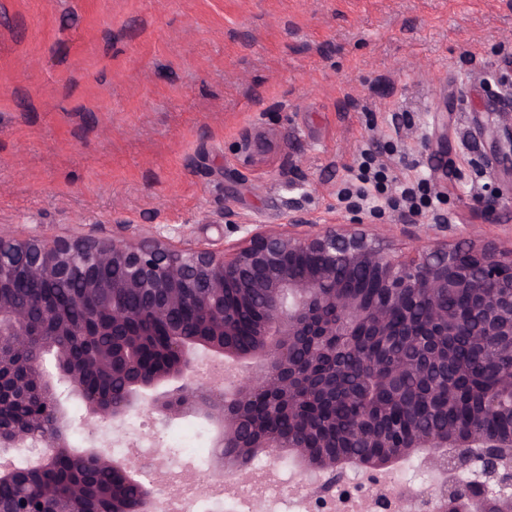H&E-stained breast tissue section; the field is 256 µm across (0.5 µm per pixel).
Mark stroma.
I'll list each match as a JSON object with an SVG mask.
<instances>
[{
  "label": "stroma",
  "mask_w": 512,
  "mask_h": 512,
  "mask_svg": "<svg viewBox=\"0 0 512 512\" xmlns=\"http://www.w3.org/2000/svg\"><path fill=\"white\" fill-rule=\"evenodd\" d=\"M509 57L512 0H0V232L108 236L118 212L220 243L292 205L342 218L367 152L422 184L449 242L510 249L479 130ZM248 131L271 135L255 163ZM126 432L192 473L215 459L200 419Z\"/></svg>",
  "instance_id": "stroma-1"
}]
</instances>
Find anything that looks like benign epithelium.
<instances>
[{
    "instance_id": "obj_1",
    "label": "benign epithelium",
    "mask_w": 512,
    "mask_h": 512,
    "mask_svg": "<svg viewBox=\"0 0 512 512\" xmlns=\"http://www.w3.org/2000/svg\"><path fill=\"white\" fill-rule=\"evenodd\" d=\"M496 104L500 119L482 130L497 155L491 173L495 182L512 185V64L496 74ZM129 221L112 214V237L91 234L11 236L0 233V448H20L34 466L44 467L58 456L72 454L67 403L80 399L86 421L109 420L120 428L131 414L147 411L162 420L193 416L209 422L214 447L220 449L212 479L234 477L251 466L246 457L279 462L282 449L292 455L308 512H321L326 495L352 494L375 502L377 512H389L390 500L404 512H512V434L491 436L470 427L443 429L393 424L380 431L360 420L344 432H321V447L380 448L382 453L342 458L334 453L310 455L306 444L289 443L268 433L265 416L286 415L303 424L308 403L330 399L356 404L344 381L341 364L359 355L361 366L374 371L378 364L360 351L354 340L338 336L391 335L392 312L409 296L425 306L421 328H409L403 354L392 359L393 374L378 379L392 405L411 415L415 405L399 393L394 375L404 373L423 381L426 396L454 387L430 375L448 364L450 350L438 341L451 332L491 340L501 353L512 355V250L494 242L469 239L448 243V219L431 224L401 222L402 232L426 241L398 253L382 236V227L358 216L347 223L292 208L282 224L235 225L240 237L232 242L193 241L147 227L127 235ZM315 254L314 267L295 262ZM360 273L388 290L389 302L371 304L344 291L341 272ZM80 274L78 297H106L123 293L140 307L112 312V325L101 322L99 310L88 309L73 323L49 305L36 300L19 302L15 284L20 278L62 284ZM450 288H465L471 299L463 322L440 296ZM237 292L242 304L256 305L263 318L256 343L244 353L225 342L238 331L236 308L225 296ZM184 308L202 318V330L190 333L172 315ZM149 316L165 336L166 362L142 360L133 327ZM122 336L121 349L97 341L99 362L119 370L120 391L107 392L87 384L82 364L64 345L66 337ZM224 357L227 369L240 362L254 364L251 374L229 378L222 387L203 388L195 365L208 355ZM51 420L44 428L24 415L32 405ZM505 408L494 389L483 393L478 416L487 418ZM112 469L114 482L136 484L139 470L116 459L104 448L88 451ZM430 474L417 489L386 485L389 470L414 455ZM24 471L12 463L0 468V485L22 481ZM8 512H78L56 504L53 489L20 495Z\"/></svg>"
}]
</instances>
